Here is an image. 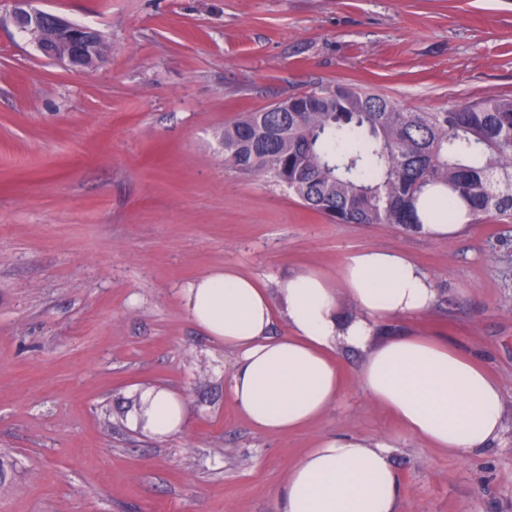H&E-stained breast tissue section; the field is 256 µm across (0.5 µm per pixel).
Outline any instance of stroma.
<instances>
[{"mask_svg": "<svg viewBox=\"0 0 512 512\" xmlns=\"http://www.w3.org/2000/svg\"><path fill=\"white\" fill-rule=\"evenodd\" d=\"M97 29L99 68L45 59L0 0V512H276L324 437L394 447L405 512H512V226L436 238L334 224L224 160V126L348 83L410 110L512 96V0H34ZM361 249L430 276L426 312L381 324L478 355L504 391L501 438L461 460L410 436L362 390L289 434L254 428L228 390L234 351L190 322L181 290L231 264L269 291ZM162 384L188 408L153 438L126 415Z\"/></svg>", "mask_w": 512, "mask_h": 512, "instance_id": "obj_1", "label": "stroma"}]
</instances>
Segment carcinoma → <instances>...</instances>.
I'll return each mask as SVG.
<instances>
[{"label": "carcinoma", "mask_w": 512, "mask_h": 512, "mask_svg": "<svg viewBox=\"0 0 512 512\" xmlns=\"http://www.w3.org/2000/svg\"><path fill=\"white\" fill-rule=\"evenodd\" d=\"M224 126V160L286 187L336 224L423 223L429 186L448 190V223L512 224V97L411 111L348 84L290 96Z\"/></svg>", "instance_id": "carcinoma-1"}]
</instances>
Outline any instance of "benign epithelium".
I'll use <instances>...</instances> for the list:
<instances>
[{
	"mask_svg": "<svg viewBox=\"0 0 512 512\" xmlns=\"http://www.w3.org/2000/svg\"><path fill=\"white\" fill-rule=\"evenodd\" d=\"M11 19L20 31L31 36L42 54L51 61L82 70L106 59V56L96 54L101 40L97 30L38 10L32 7V0H13Z\"/></svg>",
	"mask_w": 512,
	"mask_h": 512,
	"instance_id": "7a95c632",
	"label": "benign epithelium"
}]
</instances>
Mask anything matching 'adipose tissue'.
<instances>
[{
  "label": "adipose tissue",
  "mask_w": 512,
  "mask_h": 512,
  "mask_svg": "<svg viewBox=\"0 0 512 512\" xmlns=\"http://www.w3.org/2000/svg\"><path fill=\"white\" fill-rule=\"evenodd\" d=\"M359 309L336 315L338 293ZM281 297L289 333L272 335L274 297ZM277 296L236 268L212 269L190 282L183 301L202 332L237 353L230 394L259 430L287 434L320 419L342 392L332 352L360 350L363 390L406 432L433 448L469 460L499 439L503 392L475 355L419 335L376 338L377 327L422 313L436 301L430 279L397 250L351 254L337 278L311 269L281 281ZM129 426L164 438L187 419L180 395L166 387L138 390ZM277 512H403L402 486L384 442L356 434L320 439L277 491Z\"/></svg>",
  "instance_id": "1"
}]
</instances>
